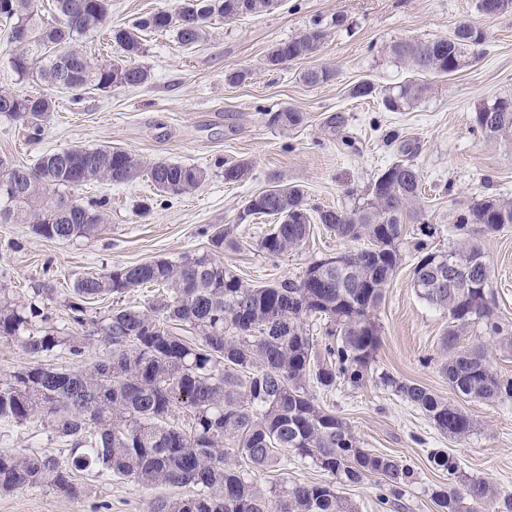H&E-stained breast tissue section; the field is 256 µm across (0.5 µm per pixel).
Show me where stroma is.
Segmentation results:
<instances>
[{
    "label": "stroma",
    "instance_id": "obj_1",
    "mask_svg": "<svg viewBox=\"0 0 512 512\" xmlns=\"http://www.w3.org/2000/svg\"><path fill=\"white\" fill-rule=\"evenodd\" d=\"M178 0H112L107 27L84 38L91 56L112 58L120 50L110 27L124 26ZM343 25H336V18ZM321 21L325 37L316 56L278 69L264 64L268 49ZM463 22L482 29L484 43L465 51L468 65L447 78H435L418 102L401 111L384 109L380 99H355L351 88L372 81L383 94L397 92L413 73L389 51L405 39L434 40L452 34ZM7 29L0 25V90L30 95L48 92L12 69ZM138 64L150 81L135 88L86 91L81 104L68 93H51L52 112L42 141L28 142L18 123L0 116V157L30 167L46 151L74 146L112 145L136 154L144 164L159 160L203 168L204 184L182 197L157 194L147 176L124 184L92 182L67 194L89 205L105 202L106 222L92 241L48 240L27 224H0V284L14 294L32 296L39 284L53 282L58 291L47 302L56 330L71 326L64 299L91 272L154 259L177 261L203 253L215 226L229 225L239 242L225 250L224 266L245 283L262 286L301 276L312 262L354 250V243L314 225L296 250L271 257L259 248L272 224L269 217L240 220L245 200L284 182L303 189L309 210L353 208L368 198L377 173L400 159L403 141L416 147L412 158L422 180L417 222L404 225L399 242L401 264L372 314L380 346L364 382L337 380L330 388L307 387L317 404L351 428L362 448L403 461L416 473L397 505L377 500L379 477L359 484L337 483L339 494L356 512H439L431 494L448 476L434 469L428 455H453L462 480L483 479L494 490L484 502L461 503L463 512H512V400L486 403L456 394L440 372L441 341L448 315L429 306L412 285L418 244L444 251L457 244L456 217L482 199L512 198V146L491 142L474 130L475 112L484 103L512 97V13L487 16L478 0H282L260 16L213 18L206 37L182 45L175 33L144 32ZM325 67L333 80L309 86L303 70ZM244 69L248 79L225 83L224 73ZM292 107L307 116L299 128L284 131L268 123L267 110ZM346 117L339 134L323 127L325 117ZM250 161L251 175L237 184L224 181L226 164ZM152 199L148 215L137 204ZM431 234H424L423 225ZM490 265L487 291L494 317L512 325V225L480 236ZM423 385L457 405L476 426L456 439L440 433L429 417L396 393L394 382ZM0 446L24 448L68 460L70 444L50 427L0 425ZM265 488L320 483L327 476L310 461L252 471ZM83 494L63 498L48 489L0 493V512H152L156 500L174 488L144 487L130 478L93 477L74 472Z\"/></svg>",
    "mask_w": 512,
    "mask_h": 512
}]
</instances>
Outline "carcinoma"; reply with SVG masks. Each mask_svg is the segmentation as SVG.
Segmentation results:
<instances>
[{"instance_id": "1", "label": "carcinoma", "mask_w": 512, "mask_h": 512, "mask_svg": "<svg viewBox=\"0 0 512 512\" xmlns=\"http://www.w3.org/2000/svg\"><path fill=\"white\" fill-rule=\"evenodd\" d=\"M110 2L56 0L57 17L49 21L34 0H0V18L26 27L31 37V45L15 48L14 70L67 91L77 105L89 88L149 81V71L132 62L143 53L142 32L173 30L181 44L192 45L205 38L213 17L257 16L270 5L268 0H183L173 12L156 11L112 28V43L123 56L95 61L76 43L106 23ZM323 33L322 22L312 21L297 36L274 44L266 64L313 57ZM484 40L483 32L469 24L448 38L392 44L390 52L420 79L383 97L384 107L395 112L421 99L428 90L424 77L459 72L466 66L465 48ZM333 77L322 67L302 73L312 86ZM350 95L370 99L380 91L362 81ZM51 108V98L44 95L0 92V115L21 123L30 142L42 140ZM268 122L288 130L303 126L306 116L285 107L270 112ZM475 123L489 140H511L512 98L481 106ZM402 153L406 158L377 174L368 202L350 210L317 211L318 223L329 232L366 246L316 261L296 279L244 284L220 259L224 248L238 246L233 229L219 227L210 235V249L200 255L117 266L78 280L67 301L73 329L65 335L51 326L33 329L32 319L41 316L42 308L14 300L0 288V339L28 355L43 358L66 349L80 357L91 336L109 347L106 356L88 366L30 363L0 378V423L47 425L70 442L72 454L66 466L49 453L1 447L0 491L45 487L76 497L84 492L72 479L76 469L97 477H130L144 486L190 488L186 495L158 500L153 512H353L351 503L336 494L334 479L357 484L380 475L385 491L380 503L399 499L413 481V469L364 450L342 419L315 403L306 380L312 375L329 388L342 377L359 385L371 368L380 344L371 315L400 266L403 224L417 215L412 205L421 194L420 173L408 158L412 149ZM132 170L147 172L168 197L187 194L207 178L205 170L191 165L158 161L147 167L132 152L110 145L77 147L64 159L61 151H50L31 168L0 159V224H29L47 239L90 241L104 223V212L92 205L68 208L71 198L59 189L89 181L123 184ZM250 172L247 161L226 165L224 182L241 183ZM243 212L277 220L260 243L272 257L297 248L311 231L304 192L295 185L276 184L249 197ZM504 215L512 224V200L491 198L461 212L454 224L457 246L426 251L413 268V288L430 306L448 313L451 323L442 341L444 378L460 396L488 403L512 398V378L498 374L484 347H461L458 338L481 321L498 350L512 353V328L495 320L487 298L490 268L477 238L503 229ZM145 285L158 286L164 294L144 308L115 304L100 318L88 315V300H119ZM311 315L325 321L322 360L303 327ZM394 387L440 432L457 438L471 432L473 421L428 388L398 382ZM179 411L186 416L185 429L171 422ZM229 446L254 470L286 466L292 455L311 460L332 480L264 490L224 461ZM429 462L448 474V486L432 493L442 512H461L464 495L476 503L490 495V485L478 479L457 490L459 466L449 453L433 451Z\"/></svg>"}]
</instances>
